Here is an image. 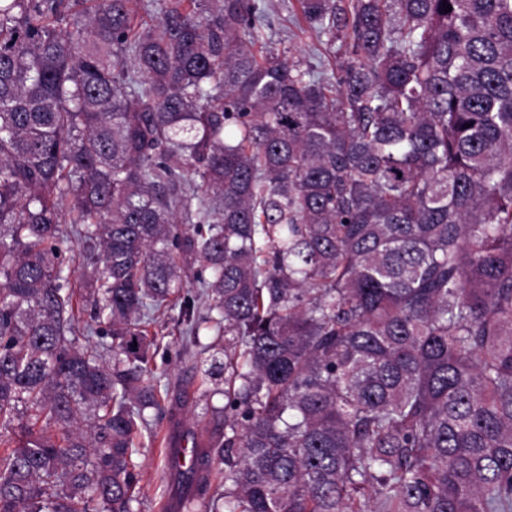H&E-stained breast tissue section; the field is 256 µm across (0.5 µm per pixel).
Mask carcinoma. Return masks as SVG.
Here are the masks:
<instances>
[{"label":"carcinoma","instance_id":"1","mask_svg":"<svg viewBox=\"0 0 512 512\" xmlns=\"http://www.w3.org/2000/svg\"><path fill=\"white\" fill-rule=\"evenodd\" d=\"M140 2L0 0V512H134L161 314L224 335L175 512H512V0H299L334 82ZM68 245L70 249L65 253L64 269L65 273L70 274L71 281L76 282L84 272L91 271L92 266L87 260V250L82 240L72 238Z\"/></svg>","mask_w":512,"mask_h":512}]
</instances>
